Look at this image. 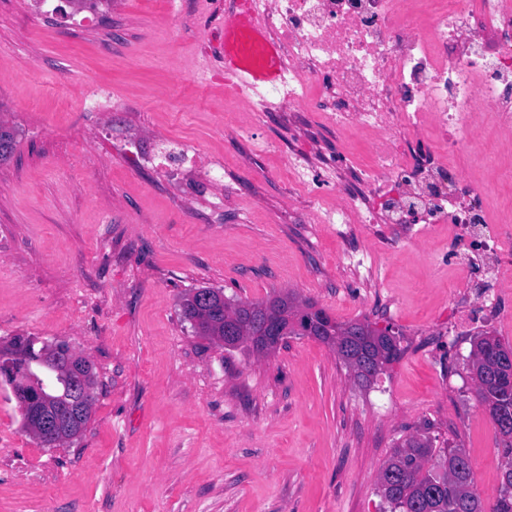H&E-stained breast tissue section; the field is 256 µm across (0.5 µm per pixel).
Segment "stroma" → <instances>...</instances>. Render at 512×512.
I'll list each match as a JSON object with an SVG mask.
<instances>
[{
    "mask_svg": "<svg viewBox=\"0 0 512 512\" xmlns=\"http://www.w3.org/2000/svg\"><path fill=\"white\" fill-rule=\"evenodd\" d=\"M29 2L0 0V120L20 132L0 164V350L66 341L97 385L82 436L48 448L0 382V512H378L379 471L416 433L461 446L492 504L499 436L467 370L474 335L448 327L461 273L447 230L416 242L400 224L394 243L313 223L308 208L336 197L307 198L284 165L342 155L359 181L369 135L269 112L239 136L230 89L205 70L209 23L181 29L171 0H118L81 28L68 0L36 19ZM95 86L120 106L111 129L88 108ZM127 119L144 150L198 148L210 178L137 161ZM202 286L392 327L402 355L364 387L308 336L266 357L224 350L180 315Z\"/></svg>",
    "mask_w": 512,
    "mask_h": 512,
    "instance_id": "stroma-1",
    "label": "stroma"
}]
</instances>
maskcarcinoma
<instances>
[{
  "mask_svg": "<svg viewBox=\"0 0 512 512\" xmlns=\"http://www.w3.org/2000/svg\"><path fill=\"white\" fill-rule=\"evenodd\" d=\"M17 131L0 121V164L16 149ZM211 299L198 303L189 293L181 302L182 317L199 336L224 345L227 350L261 354L250 338L263 335L265 311L301 314L299 324H288L290 336H312L329 347H338L342 361L361 385H369L398 360L401 349L391 327L376 329L368 321L338 323L322 308L287 294L262 302H224L214 289ZM3 365L19 361L31 366L44 383V401L63 410L79 375L66 374L74 357L70 346L60 341L35 348L29 338L15 339ZM469 371L478 401L495 425L503 459L500 487L492 506L473 491V471L461 448H438L431 437L411 435L392 450L378 480L381 504L389 512H512V346L496 336H479L471 351Z\"/></svg>",
  "mask_w": 512,
  "mask_h": 512,
  "instance_id": "cac0c4a2",
  "label": "carcinoma"
}]
</instances>
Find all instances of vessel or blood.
<instances>
[{
    "instance_id": "b4317fda",
    "label": "vessel or blood",
    "mask_w": 512,
    "mask_h": 512,
    "mask_svg": "<svg viewBox=\"0 0 512 512\" xmlns=\"http://www.w3.org/2000/svg\"><path fill=\"white\" fill-rule=\"evenodd\" d=\"M221 47L225 72L239 81L267 86L279 80L282 70L280 48L254 22L248 10L240 9L225 15Z\"/></svg>"
}]
</instances>
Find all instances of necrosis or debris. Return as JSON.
<instances>
[{"instance_id": "1", "label": "necrosis or debris", "mask_w": 512, "mask_h": 512, "mask_svg": "<svg viewBox=\"0 0 512 512\" xmlns=\"http://www.w3.org/2000/svg\"><path fill=\"white\" fill-rule=\"evenodd\" d=\"M256 23L279 43L278 83L235 85L240 111L316 106L337 135H375L364 172L369 198L350 192L335 167L293 153L288 168L310 196L336 194L322 224H396L415 210L423 231L447 226L467 270V303L455 321L496 323L512 280V209L491 219L490 189L464 156L487 159L496 141L512 152V0H249Z\"/></svg>"}]
</instances>
